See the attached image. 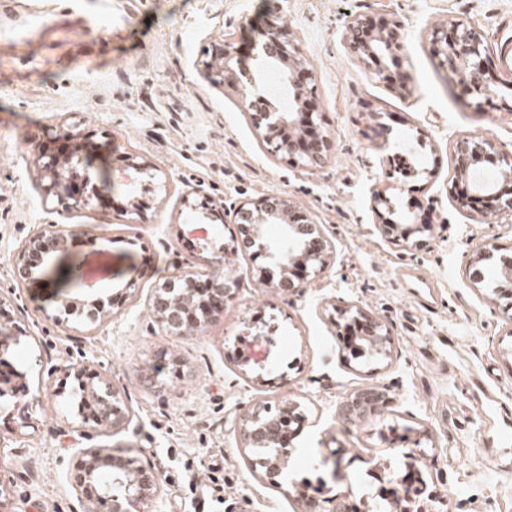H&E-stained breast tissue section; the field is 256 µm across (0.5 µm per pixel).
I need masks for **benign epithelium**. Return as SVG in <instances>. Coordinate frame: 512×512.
<instances>
[{
  "label": "benign epithelium",
  "mask_w": 512,
  "mask_h": 512,
  "mask_svg": "<svg viewBox=\"0 0 512 512\" xmlns=\"http://www.w3.org/2000/svg\"><path fill=\"white\" fill-rule=\"evenodd\" d=\"M254 39L251 45L257 68L274 64L282 68L287 82L294 90L293 100L299 105L295 112H277L267 107H259L252 114L256 127L266 131L265 139L278 153L303 167L321 165L330 152L329 136L316 130V94L308 83L300 66L298 45L292 32L282 25L278 17L269 16L263 24L253 28ZM346 41L352 53L360 58L377 60L379 56L395 55L401 50L396 30L375 29L366 18L354 19L346 30ZM433 54L451 73L462 75V86L479 111L488 107L498 111L512 112V106H498L494 103L498 86L502 79L492 71L491 52L484 36L475 27L462 22H452L446 29H437L430 39ZM70 144V155L78 160L88 153L83 138L72 132L62 134ZM456 158V180L470 181L471 192L461 193L464 200L472 199L482 203L488 215L512 212V151L499 146L493 139L483 136L465 135L453 143ZM43 171L47 184L46 196L68 208H80L91 204V199L83 196L70 197L67 186L61 178V159L52 153L44 152ZM493 167L494 178L488 183L480 180L478 174L485 165ZM235 223L240 225L244 238L241 244L257 255L270 260L266 271V282L279 291H292L319 276L326 265L331 249L320 225L306 216L297 213L288 200L280 195L261 196L239 205L235 212ZM280 225L278 238L272 239L266 233V225ZM423 223L415 227L400 228L388 220L381 225L386 235L400 233L404 240L415 233L429 229ZM79 235L75 228L63 229L55 224H46L25 242L21 249L17 274L21 278H31V263L27 256L34 253L49 258L52 253ZM502 278L496 290L507 295L512 293V258L501 257ZM240 286V278L225 276L220 279L209 277L203 283L201 292L208 296L206 319L213 320L224 312V305L235 297ZM153 311L161 323H183L179 310H171L170 302L158 294L153 300ZM361 339L379 345L387 350L391 344L389 330L365 314ZM96 402L94 422L103 427H112L120 420L117 392L112 385L105 384L92 391ZM297 419L293 411L270 418L259 409L252 410L244 419L241 436L249 448L273 444L282 448L288 441V427ZM84 460L73 474L76 486L87 489L97 484V466L101 462L98 450H83ZM112 465L123 470L115 479L120 493L112 492L107 485L98 495V501L108 504V512H154L160 493V481L152 468H145L132 459L114 458Z\"/></svg>",
  "instance_id": "7a95c632"
}]
</instances>
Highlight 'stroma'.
<instances>
[{"instance_id":"stroma-1","label":"stroma","mask_w":512,"mask_h":512,"mask_svg":"<svg viewBox=\"0 0 512 512\" xmlns=\"http://www.w3.org/2000/svg\"><path fill=\"white\" fill-rule=\"evenodd\" d=\"M276 10L299 39L332 147L319 168L272 153L249 117L254 93L287 103L292 90L250 55L249 19ZM357 17L397 27L403 49L376 80L348 49ZM464 21L499 48L512 0H0V329L26 392L0 403V512H106L71 481L80 449L134 455L160 479V512H370L374 475L415 464L428 512H512V321L507 302L471 272L480 248L512 254V213L487 216L452 188L453 143L494 138L512 150V114L477 112L429 51L435 28ZM226 42L225 81L206 68ZM92 142L91 180L104 198L65 209L43 195L39 146L48 132ZM156 170L132 178L128 160ZM396 221L430 220L414 243L381 234L373 191ZM278 194L319 224L328 265L295 292L267 287L268 261L231 254L233 222H212ZM45 224L82 234L51 267L80 266L67 300L51 267L17 283L14 261ZM239 276L235 299L202 334L174 335L150 298L158 284L214 268ZM101 310L86 323L89 300ZM391 332L381 364L351 356L342 310ZM117 391L124 420L92 428L77 415L71 368ZM378 393L377 413L346 422L344 402ZM298 405L285 477H267L240 437L253 408ZM199 484L224 478L222 499Z\"/></svg>"}]
</instances>
